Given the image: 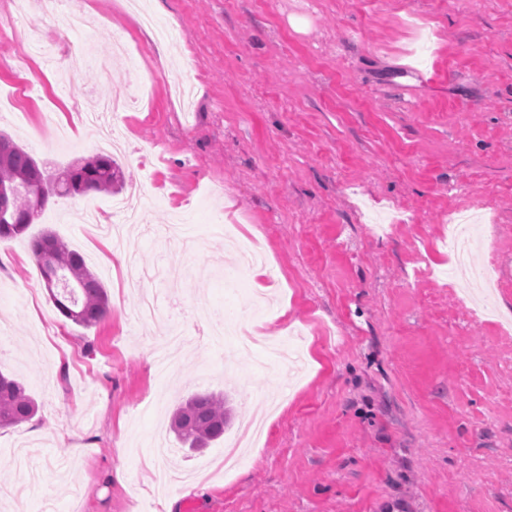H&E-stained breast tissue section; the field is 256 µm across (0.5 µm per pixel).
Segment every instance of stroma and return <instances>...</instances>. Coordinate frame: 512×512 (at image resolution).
<instances>
[{"instance_id": "35a3bbf8", "label": "stroma", "mask_w": 512, "mask_h": 512, "mask_svg": "<svg viewBox=\"0 0 512 512\" xmlns=\"http://www.w3.org/2000/svg\"><path fill=\"white\" fill-rule=\"evenodd\" d=\"M88 59L62 15L0 0V130L50 173L102 152L144 179L143 222L104 229L113 195L51 197L0 243V331L40 405L0 429V512H512V0H84ZM481 213L474 266L495 311L451 271L448 225ZM266 256L227 258L225 227ZM51 230L104 283L85 328L49 300L30 241ZM145 269L157 319L113 264ZM183 310L177 367L152 348ZM199 312L303 352L301 368ZM227 394L272 409L248 462L223 440L177 451L173 409Z\"/></svg>"}]
</instances>
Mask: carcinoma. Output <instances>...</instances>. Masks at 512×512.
<instances>
[{
  "mask_svg": "<svg viewBox=\"0 0 512 512\" xmlns=\"http://www.w3.org/2000/svg\"><path fill=\"white\" fill-rule=\"evenodd\" d=\"M45 180L35 158L8 135L0 133V186L16 187L4 207L14 217L23 218L32 210V190ZM56 189L64 194L89 191L112 192L122 183L120 168L112 157L98 154L76 162L54 178ZM30 223L0 224V242L24 235ZM48 248L59 274L57 287L49 295L56 309L73 323L91 327L109 312V298L102 281L87 266L83 256L69 248L50 230L34 239V255ZM37 405L17 379L0 371V428L13 427L30 420ZM231 421L226 397L197 394L181 403L173 412L170 431L182 446L204 448L224 435Z\"/></svg>",
  "mask_w": 512,
  "mask_h": 512,
  "instance_id": "carcinoma-1",
  "label": "carcinoma"
}]
</instances>
